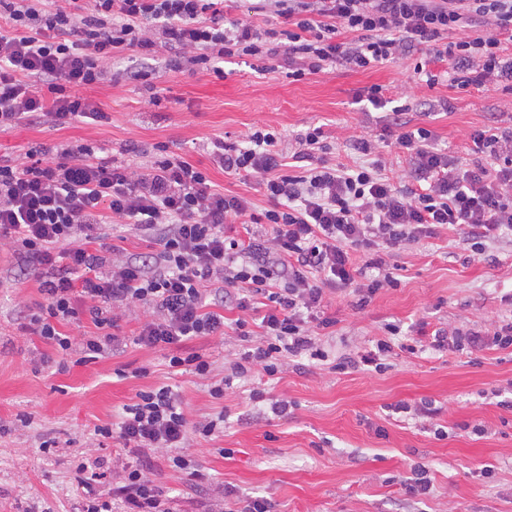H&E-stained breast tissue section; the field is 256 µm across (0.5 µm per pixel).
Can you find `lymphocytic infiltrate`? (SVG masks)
Here are the masks:
<instances>
[{
  "instance_id": "obj_1",
  "label": "lymphocytic infiltrate",
  "mask_w": 512,
  "mask_h": 512,
  "mask_svg": "<svg viewBox=\"0 0 512 512\" xmlns=\"http://www.w3.org/2000/svg\"><path fill=\"white\" fill-rule=\"evenodd\" d=\"M249 19L230 18L224 0H0V126H62L77 118L106 121L81 88L103 80L116 55L223 75L234 58L282 59L296 80L340 65L367 69L402 62L413 51L415 75L428 63L449 62L457 87L512 84V0H249ZM283 18V29L256 25L254 16ZM411 60V59H410ZM478 156L463 161L436 148L431 133L412 127L406 106L394 107L381 133L357 138L362 156L351 167L331 162L330 135L310 126L297 151L286 154L281 133L254 128L244 144L210 142L214 164L256 179L268 209L216 191L206 172L166 145L138 170L115 164L94 147L63 145L54 160L0 158V246L36 266L45 301L24 316L22 329L64 355L87 363L114 353L124 309L146 306L150 318L134 344L165 351L173 371L206 377L212 363L190 341L224 332L223 307L234 303L240 336L252 347L233 362V376L261 366L282 372L288 358L330 362L332 370L375 365L391 351L378 340L360 360L332 362L319 346L335 318L322 315L330 295L352 297L362 311L382 289L397 287L394 253L452 228L480 260L512 234V130L478 129ZM406 154L408 167L391 179L385 144ZM303 170L291 173L292 163ZM135 226L157 246L133 257L105 242L113 225ZM228 224L249 230L226 236ZM263 225L265 233L254 230ZM105 242L98 250L97 242ZM258 320L260 334L248 325ZM90 321L82 339L66 326ZM223 416L190 421L178 394L163 385L137 393L117 427L97 438L127 448H165L191 479L198 461L184 452L208 439ZM114 499L125 512H169L145 462L113 466Z\"/></svg>"
}]
</instances>
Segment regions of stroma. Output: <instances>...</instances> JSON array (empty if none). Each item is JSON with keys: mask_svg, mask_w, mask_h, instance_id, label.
Segmentation results:
<instances>
[{"mask_svg": "<svg viewBox=\"0 0 512 512\" xmlns=\"http://www.w3.org/2000/svg\"><path fill=\"white\" fill-rule=\"evenodd\" d=\"M258 71L252 59L224 63L223 76L203 70L160 69L152 84L127 80L132 55L113 59L103 82L84 88L108 119H82L64 126L21 123L0 129V156L33 149L88 144L116 163L150 160L156 144L207 169L214 189L267 208L255 179L211 167L208 142H243L251 128L274 127L288 150L308 126L335 132L330 159L350 164L352 140L376 129L383 109L357 102V93L383 86L392 99L407 100L414 125L428 129L449 155L472 157L473 130L512 128V93L452 86L447 63L435 62L438 84L410 75L406 63L386 62L366 70L340 65L296 81L274 59ZM453 229L408 246L395 257L400 284L381 290L364 313L349 298L331 297L324 312L336 319L323 337L336 354L356 358L380 339L392 349L385 372H334L320 362L289 359L275 376L253 368L225 386L223 399L207 392L208 380L228 373L247 347L232 327L223 335L194 340L212 361L210 379L173 373L164 351L133 344L149 311L131 304L116 334L122 352L59 369V354L21 328L25 310L44 297L32 267L0 248V512H82L75 480L80 463L102 459L111 470L121 453L118 439L91 445L94 429L116 425L124 405L139 391L173 387L190 420L223 415L224 429L212 440L191 441L187 455L202 466L204 480L172 467L169 450H147L145 460L172 512H241L245 499L263 497L272 512H512V348L467 351H406L420 332L437 328H492L512 316V235L492 245L495 262H478L458 248ZM146 375H139V368ZM289 402L287 415L255 403L252 390ZM433 402V417L395 412L396 404ZM480 424L485 434L464 431ZM55 448L44 451L43 441ZM430 468L427 496L409 497L403 486L413 462ZM490 467L493 478L480 477Z\"/></svg>", "mask_w": 512, "mask_h": 512, "instance_id": "35a3bbf8", "label": "stroma"}]
</instances>
